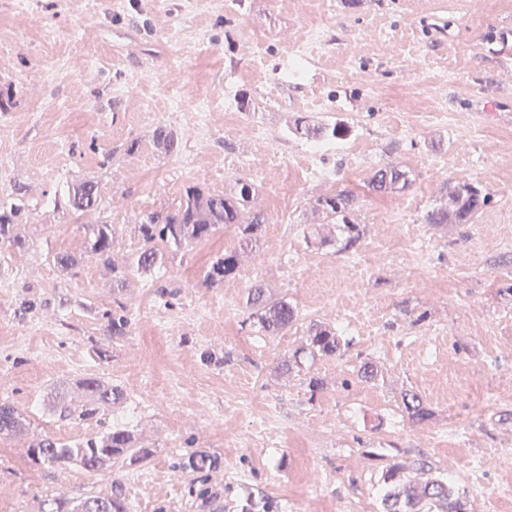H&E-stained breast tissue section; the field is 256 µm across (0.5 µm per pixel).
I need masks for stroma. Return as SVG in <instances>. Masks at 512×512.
Here are the masks:
<instances>
[{
	"mask_svg": "<svg viewBox=\"0 0 512 512\" xmlns=\"http://www.w3.org/2000/svg\"><path fill=\"white\" fill-rule=\"evenodd\" d=\"M0 0V199L25 214L24 250L0 247V401L27 419L0 436V512H47L53 497L108 495L120 484L131 512H383L382 477L396 461L435 472L478 457L499 463L483 485L458 483L467 512H512V0ZM322 42L298 74L282 67L294 39ZM143 77L137 97L124 88ZM245 98L221 128L189 130L169 96L224 109V88ZM447 120H437V113ZM351 128L368 145L339 149L327 184L307 181L296 148L302 128ZM262 125L267 155L249 140ZM177 132L161 152L153 130ZM407 171V187L375 193L383 165ZM253 184L265 222L229 283L203 275L236 241L233 229L167 248L154 271L125 287L86 250L85 227L108 222L112 257L140 246L136 225L178 208L194 185L216 196ZM101 186L98 211L77 215L73 186ZM451 182L479 185L490 202L465 224H427ZM339 189L358 196L363 229L354 250L313 204ZM393 214L397 228L380 233ZM425 247L414 250L407 227ZM82 254L73 274L56 253ZM347 265L352 293L336 280ZM287 299L295 322L259 332L247 302L254 283ZM373 309L376 329L342 333L337 356L305 353L307 326ZM126 316L124 335L109 331ZM435 337L439 363L420 369L414 340ZM300 361L288 372L285 362ZM374 381L358 376L364 361ZM93 376L123 398L103 415L152 452L89 474L33 463L46 435H94L95 424L56 421L42 405L54 389ZM318 377V390L307 386ZM420 394L431 416L411 423L399 405ZM274 437L259 432L260 421ZM454 428V444L437 435ZM251 441H240L242 432ZM207 453L208 469L188 466Z\"/></svg>",
	"mask_w": 512,
	"mask_h": 512,
	"instance_id": "stroma-1",
	"label": "stroma"
}]
</instances>
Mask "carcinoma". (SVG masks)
<instances>
[{"mask_svg":"<svg viewBox=\"0 0 512 512\" xmlns=\"http://www.w3.org/2000/svg\"><path fill=\"white\" fill-rule=\"evenodd\" d=\"M349 127L339 121L334 124L317 123L305 127V135L312 139L326 138L330 141L344 139ZM154 141L158 148L170 153L174 150L176 136L165 125L154 130ZM238 192L231 196H212L201 189L189 186L185 190L180 206L164 216L150 214L137 224L141 245L123 266L112 259V225H87L86 249L104 264L112 266L115 282L124 285L129 276L147 273L162 260V245L181 247L192 242L209 239L218 226L232 227L236 231L237 244L224 251V257L213 262L205 272L209 283L222 280L234 273L240 265L245 248L261 230L263 215L248 207L253 195V185L237 180ZM376 191L403 188L408 185L407 172L399 165L389 163L374 172L370 179ZM446 200L427 213L429 224H465L474 219L488 202V194L467 182L449 183L445 188ZM101 198L98 184L86 181L79 184L68 196L67 205L76 212H90L99 208ZM314 209L324 215L327 223L336 225L343 243L340 251L346 252L359 241V225L352 220L356 209L355 196L345 190L324 195L315 201ZM23 221L22 208L9 200H0V241L12 248L22 250L28 242L17 231ZM249 302L257 307L260 330L268 336L288 330L296 318V310L286 299L271 301L264 297L259 287L251 289ZM311 351L333 356L340 351L336 330L322 323H312L307 329ZM119 390L98 378L79 381L77 392L57 390L52 396V415L59 421L78 418L96 421L100 430L92 437L66 440L46 436L38 440L27 455L35 462L51 467L67 469L76 464L88 473L98 471L105 463L126 457L136 463L150 460L149 450L137 446L130 431L120 427H107L99 419L100 409L120 399ZM402 411L413 422H422L430 416V410L416 393L402 397ZM26 425L23 413L7 401L0 403V435H12ZM382 504L384 512H465V502L455 491L448 475L430 474L424 462H396L383 476ZM97 503L98 512H130V503L119 486L105 497L93 496L69 505L59 498L50 500L49 512H78L86 502Z\"/></svg>","mask_w":512,"mask_h":512,"instance_id":"carcinoma-1","label":"carcinoma"}]
</instances>
